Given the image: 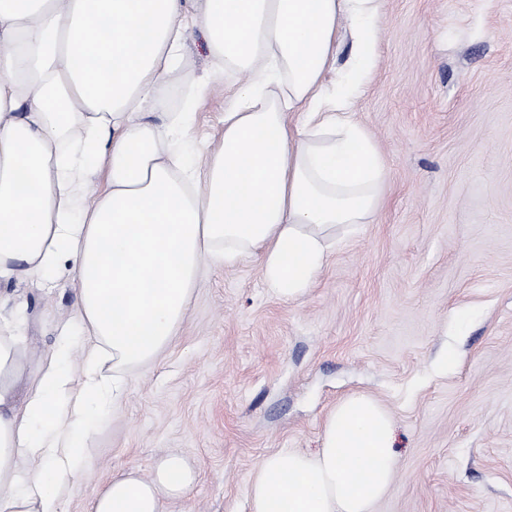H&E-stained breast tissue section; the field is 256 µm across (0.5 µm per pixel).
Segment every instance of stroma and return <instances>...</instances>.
Wrapping results in <instances>:
<instances>
[{"instance_id": "stroma-1", "label": "stroma", "mask_w": 512, "mask_h": 512, "mask_svg": "<svg viewBox=\"0 0 512 512\" xmlns=\"http://www.w3.org/2000/svg\"><path fill=\"white\" fill-rule=\"evenodd\" d=\"M211 62L192 28L171 103L193 96L194 136L213 146L243 76L197 86ZM355 117L389 170L374 219L296 301L268 291L258 260L211 268L173 343L128 373L64 512L172 453L198 478L166 512H250L262 460L315 452L353 392L395 420L398 470L373 512H512V0H386ZM11 289L30 355L49 352L70 278L47 297Z\"/></svg>"}]
</instances>
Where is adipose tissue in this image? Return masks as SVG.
<instances>
[{"label": "adipose tissue", "mask_w": 512, "mask_h": 512, "mask_svg": "<svg viewBox=\"0 0 512 512\" xmlns=\"http://www.w3.org/2000/svg\"><path fill=\"white\" fill-rule=\"evenodd\" d=\"M384 13L385 0H0V512H63L104 404L172 343L208 268L258 258L291 302L337 229L376 216L387 168L351 112ZM196 24L217 71L246 76L205 150L193 113L167 109ZM63 274L75 314L31 357L6 286ZM397 467L390 412L352 393L315 454L266 458L247 496L252 512H372ZM195 480L178 455L131 467L91 512H163Z\"/></svg>", "instance_id": "1"}]
</instances>
